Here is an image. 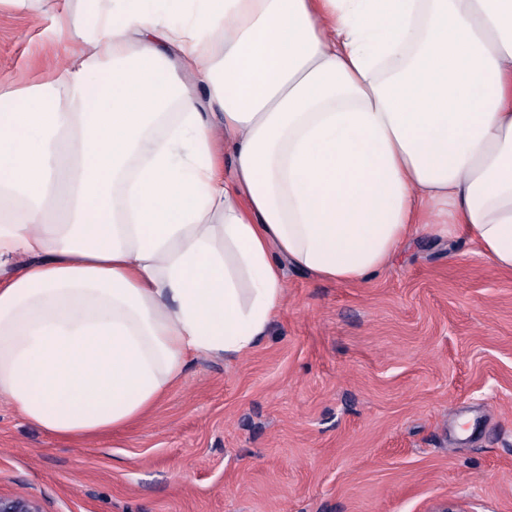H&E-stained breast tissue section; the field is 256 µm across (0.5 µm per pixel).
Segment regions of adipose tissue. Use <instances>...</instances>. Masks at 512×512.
Here are the masks:
<instances>
[{
	"label": "adipose tissue",
	"mask_w": 512,
	"mask_h": 512,
	"mask_svg": "<svg viewBox=\"0 0 512 512\" xmlns=\"http://www.w3.org/2000/svg\"><path fill=\"white\" fill-rule=\"evenodd\" d=\"M0 105V400L60 440L440 228L512 272V0H88Z\"/></svg>",
	"instance_id": "obj_1"
}]
</instances>
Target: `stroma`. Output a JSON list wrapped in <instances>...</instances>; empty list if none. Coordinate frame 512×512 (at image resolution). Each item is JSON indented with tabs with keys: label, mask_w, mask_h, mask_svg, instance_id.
Wrapping results in <instances>:
<instances>
[{
	"label": "stroma",
	"mask_w": 512,
	"mask_h": 512,
	"mask_svg": "<svg viewBox=\"0 0 512 512\" xmlns=\"http://www.w3.org/2000/svg\"><path fill=\"white\" fill-rule=\"evenodd\" d=\"M66 9L0 0V95L48 79ZM0 491L43 512H512V274L429 232L363 283L289 270L252 353L196 358L123 431L65 442L0 401Z\"/></svg>",
	"instance_id": "1"
}]
</instances>
